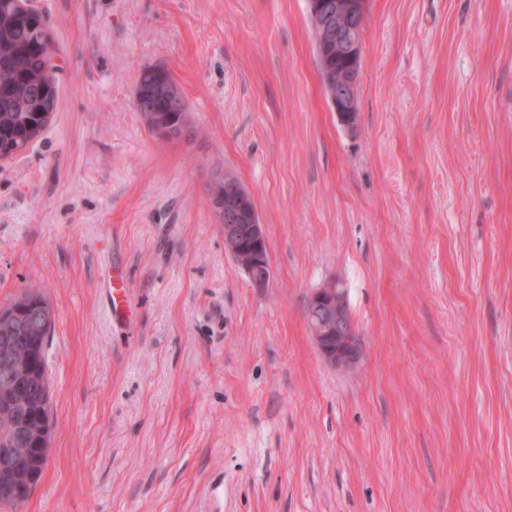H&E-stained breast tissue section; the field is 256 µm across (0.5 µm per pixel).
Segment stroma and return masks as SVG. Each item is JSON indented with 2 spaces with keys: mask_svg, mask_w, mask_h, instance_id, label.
<instances>
[{
  "mask_svg": "<svg viewBox=\"0 0 512 512\" xmlns=\"http://www.w3.org/2000/svg\"><path fill=\"white\" fill-rule=\"evenodd\" d=\"M28 4L58 106L0 160V308L36 286L54 312L51 453L0 512H512V0H368L350 127L307 0ZM153 67L181 136L133 107ZM227 174L263 288L210 206ZM330 281L348 369L305 315ZM224 189V193H217ZM210 205L224 231V246L256 288L266 287L271 276L264 225L251 194L231 176L209 187ZM307 320L321 355L333 366L347 368L356 359L357 343L343 288L329 282L307 303Z\"/></svg>",
  "mask_w": 512,
  "mask_h": 512,
  "instance_id": "35a3bbf8",
  "label": "stroma"
}]
</instances>
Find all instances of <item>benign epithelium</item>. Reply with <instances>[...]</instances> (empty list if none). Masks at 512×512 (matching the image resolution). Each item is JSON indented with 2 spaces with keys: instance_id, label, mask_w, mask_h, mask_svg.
Segmentation results:
<instances>
[{
  "instance_id": "benign-epithelium-1",
  "label": "benign epithelium",
  "mask_w": 512,
  "mask_h": 512,
  "mask_svg": "<svg viewBox=\"0 0 512 512\" xmlns=\"http://www.w3.org/2000/svg\"><path fill=\"white\" fill-rule=\"evenodd\" d=\"M310 5L316 20L313 37L317 59L327 70H336L335 81L327 84L329 104L340 122L349 126L357 112L366 0H310ZM210 205L222 225L227 252L253 286L266 287L271 276L266 236L251 194L226 175L224 192L211 195ZM307 320L318 350L331 365L347 368L354 363L357 343L346 294L339 284L329 282L310 295ZM13 349V337L0 338V370L8 377L13 373ZM29 355L35 374L47 383L43 349L35 339ZM30 438L40 446L47 444V419H42L40 429H30L13 444H0V494L5 500L23 502L39 478L38 471H25L20 465V445Z\"/></svg>"
}]
</instances>
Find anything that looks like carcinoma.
<instances>
[{
	"instance_id": "cac0c4a2",
	"label": "carcinoma",
	"mask_w": 512,
	"mask_h": 512,
	"mask_svg": "<svg viewBox=\"0 0 512 512\" xmlns=\"http://www.w3.org/2000/svg\"><path fill=\"white\" fill-rule=\"evenodd\" d=\"M50 45L40 13L20 11L14 0H0V143L32 142L55 112L58 91L56 82L49 80ZM138 99L134 109L148 129L162 116L173 127V136L181 135L184 115L166 83L143 80ZM28 298L43 300L33 289L19 296L13 322L0 323V336H50L52 322L42 323L39 310L19 304ZM39 414H50V399L44 398L41 384L35 381L27 391L12 395L11 404L0 402V441L16 437Z\"/></svg>"
}]
</instances>
